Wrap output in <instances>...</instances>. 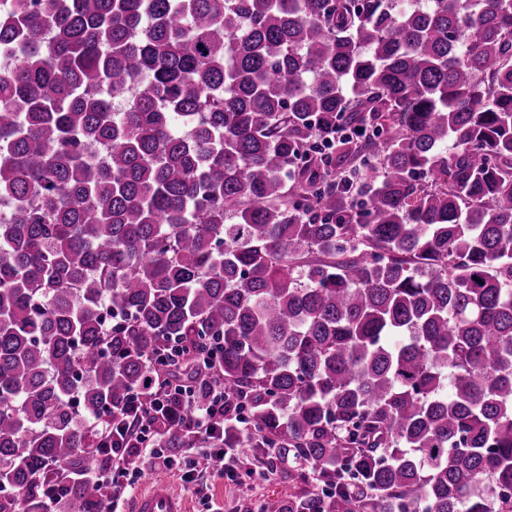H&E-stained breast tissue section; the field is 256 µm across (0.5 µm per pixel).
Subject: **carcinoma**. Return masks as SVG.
I'll use <instances>...</instances> for the list:
<instances>
[{"mask_svg": "<svg viewBox=\"0 0 512 512\" xmlns=\"http://www.w3.org/2000/svg\"><path fill=\"white\" fill-rule=\"evenodd\" d=\"M0 59V512L219 379L279 512H512V0H0Z\"/></svg>", "mask_w": 512, "mask_h": 512, "instance_id": "obj_1", "label": "carcinoma"}]
</instances>
